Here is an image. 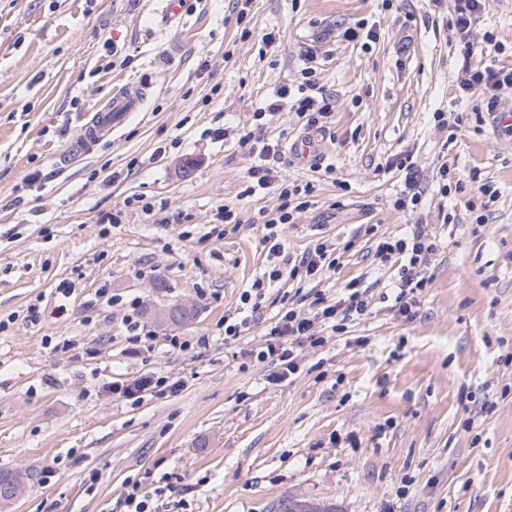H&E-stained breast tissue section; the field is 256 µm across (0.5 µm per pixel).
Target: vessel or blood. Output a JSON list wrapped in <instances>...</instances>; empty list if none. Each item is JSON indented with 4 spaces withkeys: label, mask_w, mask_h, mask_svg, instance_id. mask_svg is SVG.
I'll use <instances>...</instances> for the list:
<instances>
[{
    "label": "vessel or blood",
    "mask_w": 512,
    "mask_h": 512,
    "mask_svg": "<svg viewBox=\"0 0 512 512\" xmlns=\"http://www.w3.org/2000/svg\"><path fill=\"white\" fill-rule=\"evenodd\" d=\"M153 88L151 77L124 84L115 90L107 103L87 116L82 127V149L90 151L131 114L142 111Z\"/></svg>",
    "instance_id": "obj_1"
}]
</instances>
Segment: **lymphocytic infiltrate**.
<instances>
[{"instance_id": "f902f5d3", "label": "lymphocytic infiltrate", "mask_w": 512, "mask_h": 512, "mask_svg": "<svg viewBox=\"0 0 512 512\" xmlns=\"http://www.w3.org/2000/svg\"><path fill=\"white\" fill-rule=\"evenodd\" d=\"M484 10V0H455L454 14L449 26L462 43L468 62L457 76V86L463 93L482 91L487 98L488 108H495L498 94L502 89L512 88V68H498L486 64L470 36ZM315 54H307L306 67L302 68V81L291 87L281 86L270 97L264 108L258 109V116L284 109L293 111L304 126L317 131H325L332 114L333 99L326 93L316 78ZM282 155L279 142L263 143L257 152L258 160L247 170V186L244 196H252L269 188L278 192V206L273 215L263 220V243L269 246V266L260 277L242 291V303H260L266 288L282 278L304 277L314 279L330 268L331 243L317 241L301 259H293L285 253L280 242L284 225L295 223L299 213L307 206V198L312 193L310 185H295L278 180L274 165ZM437 250L436 237L428 225L417 224L409 233L402 236H386L377 245L381 261L398 260L397 278L391 291L371 298L367 289L359 282L347 284L336 298L316 296L307 308L285 307L279 312L274 326L266 334L262 350L256 354L257 360H271L276 370L270 376L272 382L291 378L299 371L297 351L302 345L316 347L322 345L323 337L316 329L320 326L331 328L332 332L345 331L349 322L368 315L373 300L391 304L395 312L405 319H412V309L416 296L427 287L429 280L425 271ZM182 388L181 382L169 379L155 371L135 377L128 383H112L110 390L127 400L139 401L145 394H174Z\"/></svg>"}]
</instances>
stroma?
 <instances>
[{
    "mask_svg": "<svg viewBox=\"0 0 512 512\" xmlns=\"http://www.w3.org/2000/svg\"><path fill=\"white\" fill-rule=\"evenodd\" d=\"M232 4L187 0L165 23L163 0H0V318L17 317L0 335V468L35 474L11 512H112L131 480L168 485L172 512H270L288 493L341 512H512V130L498 120L512 91L492 112L459 95L453 0H252L242 25ZM361 20L377 34L365 47L341 37ZM472 40L485 61L512 65V0H486ZM309 50L336 96L320 153L306 164L290 153L307 134L292 112L267 114L263 132L286 150L281 177L313 187L283 228L289 254L326 238L336 262L266 289L254 311L239 297L267 263L258 220L278 200L243 197L254 157L239 137L280 86L301 82ZM147 74L144 111L76 156L85 117ZM224 125L231 134L213 138ZM403 161L423 177L414 209L395 206ZM444 164L495 190L484 223L465 207L476 191L441 194ZM234 203L242 224L218 223ZM413 224L441 247L412 320L374 307L302 346L299 374L276 384L271 362L245 358L283 305L351 281L392 288L376 245ZM135 298L153 332L139 356L124 324ZM187 299L192 322L157 323L160 306ZM33 303L35 325L23 319ZM236 316L251 328L232 340L224 321ZM173 336L196 346L174 350ZM148 371L181 391L135 403L107 390Z\"/></svg>",
    "mask_w": 512,
    "mask_h": 512,
    "instance_id": "35a3bbf8",
    "label": "stroma"
}]
</instances>
